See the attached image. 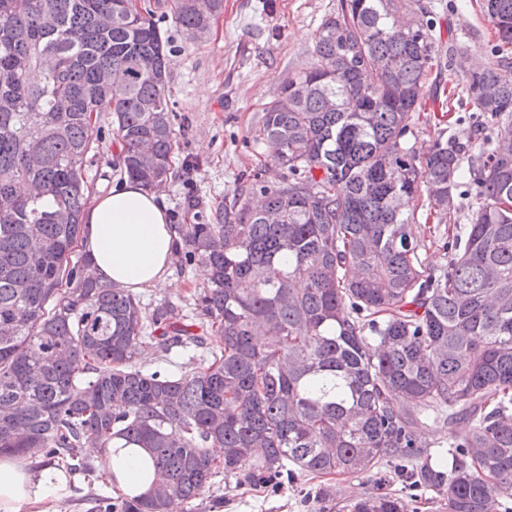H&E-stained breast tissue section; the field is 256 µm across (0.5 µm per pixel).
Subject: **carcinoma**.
<instances>
[{
    "label": "carcinoma",
    "instance_id": "cac0c4a2",
    "mask_svg": "<svg viewBox=\"0 0 512 512\" xmlns=\"http://www.w3.org/2000/svg\"><path fill=\"white\" fill-rule=\"evenodd\" d=\"M497 36L461 97L493 130L477 150L450 137L409 144L438 64L423 0H340L320 24L313 65L265 108L260 136L288 170L264 203L236 197L214 224H178L176 253L210 269L192 317L148 309L90 275L76 254L92 187L84 176L102 112L124 174L168 179L175 129L166 46L151 9L124 0H0V454L89 474L114 438L148 451L154 486L104 512H169L224 479L366 474L382 462L448 512H498L512 498V0H483ZM194 37L196 0H172ZM45 55L57 72L42 73ZM122 69L127 83L101 81ZM26 184L31 195L21 196ZM472 197L445 267L414 242L425 196ZM215 331L219 344L207 346ZM201 348L175 376L138 351ZM448 426L450 470L433 467L417 409ZM349 512H411L379 493Z\"/></svg>",
    "mask_w": 512,
    "mask_h": 512
}]
</instances>
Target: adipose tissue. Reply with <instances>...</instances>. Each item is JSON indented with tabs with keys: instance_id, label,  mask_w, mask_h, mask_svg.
I'll use <instances>...</instances> for the list:
<instances>
[{
	"instance_id": "adipose-tissue-1",
	"label": "adipose tissue",
	"mask_w": 512,
	"mask_h": 512,
	"mask_svg": "<svg viewBox=\"0 0 512 512\" xmlns=\"http://www.w3.org/2000/svg\"><path fill=\"white\" fill-rule=\"evenodd\" d=\"M83 221L82 245L95 276L134 294L169 286L177 235L161 195L126 180L95 198ZM146 457L144 450L126 449L114 439L98 464L121 493L133 497L152 487ZM75 484L64 468L0 456V512H51L54 503L71 496Z\"/></svg>"
}]
</instances>
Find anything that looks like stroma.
Instances as JSON below:
<instances>
[{
	"mask_svg": "<svg viewBox=\"0 0 512 512\" xmlns=\"http://www.w3.org/2000/svg\"><path fill=\"white\" fill-rule=\"evenodd\" d=\"M154 20L168 37L167 93L176 114L174 173L161 193L170 224L212 223L226 199L253 180L274 186L288 171L278 166L258 137L260 117L278 97L289 73L308 68L316 30L334 13L338 0H224L223 11L210 31L189 35L173 16L172 0H145ZM436 30L466 46L449 67L431 74L419 98L420 114L410 138L418 151L428 150L438 135H460L469 130L472 105L450 101L441 106L436 87L462 84L465 61L487 62L494 43L491 25L482 9L483 0H433ZM102 128L96 155L84 175L94 195L108 193L125 175L119 167L121 144L109 113H101ZM471 209L466 197L455 198L446 219L429 207L418 210L413 226L421 243L425 265L438 269L447 256L444 242L463 228ZM201 265L182 266L173 260L170 287L140 293L145 306L170 303L192 313L197 295L207 286ZM317 480L299 477L277 491L257 485H237L215 478L198 498L180 503L178 512H210L214 498L224 500L219 512H347L352 499L380 491L410 493L418 512H448L447 506L428 489L404 490L389 470L338 476L329 481V497L317 499Z\"/></svg>",
	"mask_w": 512,
	"mask_h": 512,
	"instance_id": "35a3bbf8",
	"label": "stroma"
}]
</instances>
